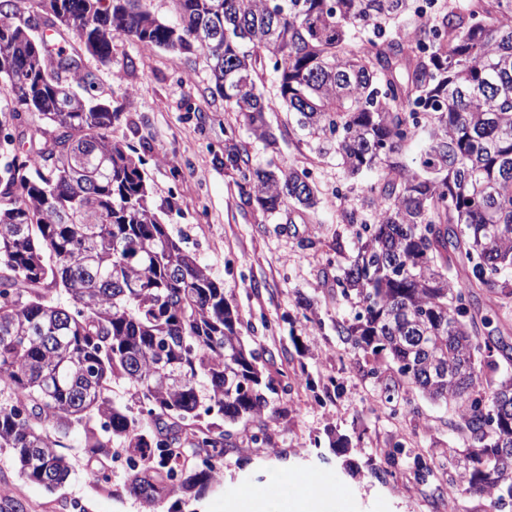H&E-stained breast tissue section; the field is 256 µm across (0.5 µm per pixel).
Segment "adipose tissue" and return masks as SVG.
Listing matches in <instances>:
<instances>
[{
    "instance_id": "1",
    "label": "adipose tissue",
    "mask_w": 512,
    "mask_h": 512,
    "mask_svg": "<svg viewBox=\"0 0 512 512\" xmlns=\"http://www.w3.org/2000/svg\"><path fill=\"white\" fill-rule=\"evenodd\" d=\"M328 499L326 486L318 480L300 481L296 497H289L287 482L263 492L246 488L239 492L230 512H324Z\"/></svg>"
}]
</instances>
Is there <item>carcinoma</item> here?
Wrapping results in <instances>:
<instances>
[{"instance_id": "1", "label": "carcinoma", "mask_w": 512, "mask_h": 512, "mask_svg": "<svg viewBox=\"0 0 512 512\" xmlns=\"http://www.w3.org/2000/svg\"><path fill=\"white\" fill-rule=\"evenodd\" d=\"M22 2L75 46L51 57L0 0V130H17L0 141V450L19 476L61 489L74 439L97 484L121 450L145 512H184L224 480L236 425L270 443L275 381L76 59L108 64L127 37L198 53L265 147L267 114L283 112L297 143L371 176L341 209L357 249L336 286L360 310L337 332L455 412L449 486L512 504V0H167L169 21L153 0ZM225 165L269 216L323 203L306 168L254 164L245 145ZM482 353L501 376L481 375Z\"/></svg>"}]
</instances>
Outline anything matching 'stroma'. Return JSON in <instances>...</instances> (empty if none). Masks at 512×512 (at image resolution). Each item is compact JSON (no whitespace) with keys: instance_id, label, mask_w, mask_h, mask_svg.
<instances>
[{"instance_id":"stroma-1","label":"stroma","mask_w":512,"mask_h":512,"mask_svg":"<svg viewBox=\"0 0 512 512\" xmlns=\"http://www.w3.org/2000/svg\"><path fill=\"white\" fill-rule=\"evenodd\" d=\"M80 66L118 112L115 136L143 156L156 202L172 203L171 233L223 281L264 374L277 384L268 396L278 411L270 444L244 443L228 454L223 489L197 503L196 512H225L239 489H268L277 475L341 484L347 512H446L448 451L460 444L454 412L400 381L391 360L353 350L336 332L356 311L336 286L356 243L340 211L359 202L366 178L345 179L289 141L280 117L270 116L279 158L310 169L324 202L314 212L264 216L243 201L239 176L224 157L246 142L254 161L270 153L212 96L198 55L146 51L123 39L113 46L111 64L85 53ZM344 436L351 439L348 450L335 452ZM398 443L403 454L387 464L385 451ZM65 454L74 472L51 493L21 479L9 454L0 452V503L20 512H71L74 501L86 512H143L122 493L123 472H113L106 493L82 449ZM418 455L432 460L431 475L415 470Z\"/></svg>"}]
</instances>
